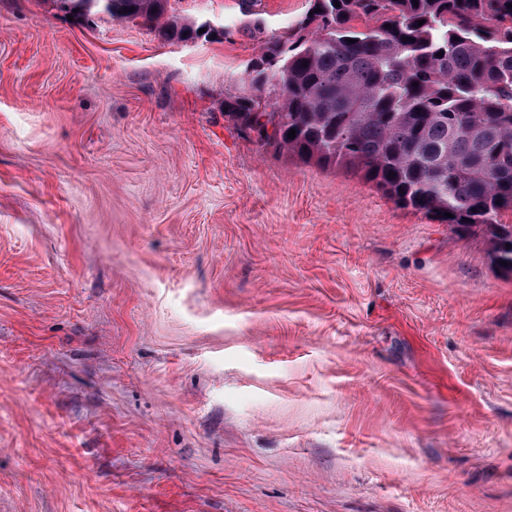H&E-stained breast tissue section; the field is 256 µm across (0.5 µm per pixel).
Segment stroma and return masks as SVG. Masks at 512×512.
<instances>
[{
	"mask_svg": "<svg viewBox=\"0 0 512 512\" xmlns=\"http://www.w3.org/2000/svg\"><path fill=\"white\" fill-rule=\"evenodd\" d=\"M239 3L0 0V512H512V274L225 117ZM53 3L60 11L77 17H85L93 7H99L113 20L135 22L167 42H187L200 36L198 26L179 23L175 16H167L168 0H53Z\"/></svg>",
	"mask_w": 512,
	"mask_h": 512,
	"instance_id": "stroma-1",
	"label": "stroma"
}]
</instances>
